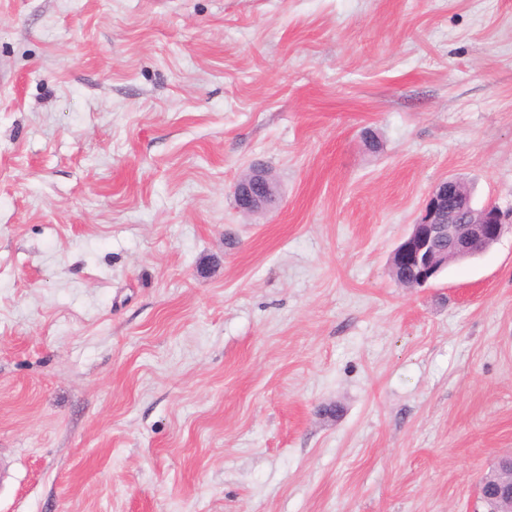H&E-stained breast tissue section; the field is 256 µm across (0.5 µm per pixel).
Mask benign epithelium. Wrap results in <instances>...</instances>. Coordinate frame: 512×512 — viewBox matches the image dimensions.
Masks as SVG:
<instances>
[{
  "instance_id": "obj_1",
  "label": "benign epithelium",
  "mask_w": 512,
  "mask_h": 512,
  "mask_svg": "<svg viewBox=\"0 0 512 512\" xmlns=\"http://www.w3.org/2000/svg\"><path fill=\"white\" fill-rule=\"evenodd\" d=\"M238 209L263 208L274 201L271 185L261 170L239 181L235 188ZM512 232V211L505 213L495 205L480 210L460 193V181L446 179L429 194L423 214L407 238L395 249L391 261L423 286L448 266V255L459 260L485 253L506 232ZM484 500L512 503V480L481 486Z\"/></svg>"
}]
</instances>
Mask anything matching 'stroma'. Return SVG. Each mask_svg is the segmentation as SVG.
I'll use <instances>...</instances> for the list:
<instances>
[{"label":"stroma","instance_id":"35a3bbf8","mask_svg":"<svg viewBox=\"0 0 512 512\" xmlns=\"http://www.w3.org/2000/svg\"><path fill=\"white\" fill-rule=\"evenodd\" d=\"M450 177L512 208V0H0V512H483L512 233L389 266ZM235 198L238 209L250 211L269 205L275 196L265 173L254 170L249 177L239 181Z\"/></svg>","mask_w":512,"mask_h":512}]
</instances>
